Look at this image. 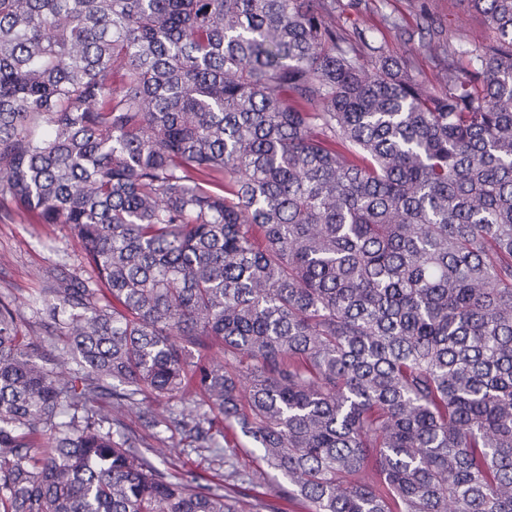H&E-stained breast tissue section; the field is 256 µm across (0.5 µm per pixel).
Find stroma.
I'll list each match as a JSON object with an SVG mask.
<instances>
[{"label":"stroma","mask_w":512,"mask_h":512,"mask_svg":"<svg viewBox=\"0 0 512 512\" xmlns=\"http://www.w3.org/2000/svg\"><path fill=\"white\" fill-rule=\"evenodd\" d=\"M428 10L441 40L451 43L465 39L481 46L494 37L484 18L470 8L467 0H340L334 17L346 36L368 30L375 46L390 58H411V77L430 90H438L437 61L420 46L421 10ZM400 29H392L391 21ZM80 265V248L66 224H40L34 217L0 207V295L15 297L23 329L38 331L34 299L46 285V273L54 266ZM155 425L137 416L125 418L126 432L143 440L155 462L165 463L176 475L195 473L208 485L224 484L222 459L208 448L190 447L181 429L173 422L182 409L179 399H147ZM285 478L271 474L259 485H238L234 491L258 512H309L307 502L284 495Z\"/></svg>","instance_id":"35a3bbf8"}]
</instances>
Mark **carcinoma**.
<instances>
[{"label": "carcinoma", "instance_id": "cac0c4a2", "mask_svg": "<svg viewBox=\"0 0 512 512\" xmlns=\"http://www.w3.org/2000/svg\"><path fill=\"white\" fill-rule=\"evenodd\" d=\"M469 2L432 92L339 0H0V203L91 269L37 334L0 296V512H240L124 432L190 386L311 512H512V0Z\"/></svg>", "mask_w": 512, "mask_h": 512}]
</instances>
